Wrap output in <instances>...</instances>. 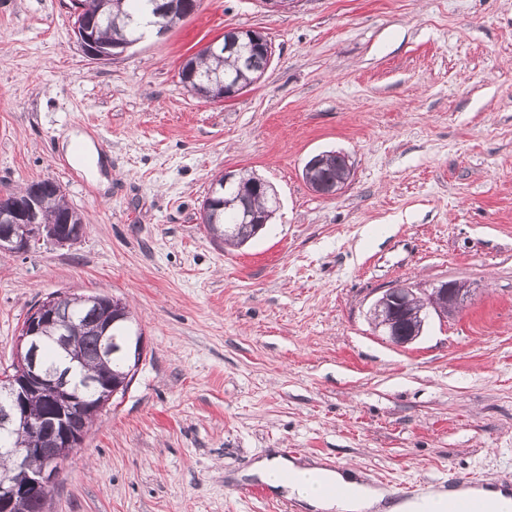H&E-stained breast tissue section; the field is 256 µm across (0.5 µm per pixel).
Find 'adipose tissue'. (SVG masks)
Wrapping results in <instances>:
<instances>
[{
  "label": "adipose tissue",
  "mask_w": 512,
  "mask_h": 512,
  "mask_svg": "<svg viewBox=\"0 0 512 512\" xmlns=\"http://www.w3.org/2000/svg\"><path fill=\"white\" fill-rule=\"evenodd\" d=\"M247 474L296 501L304 512H447L448 500L455 495L454 490L438 488L396 500L387 488L366 481L355 470L281 455L257 459Z\"/></svg>",
  "instance_id": "ef3b65f1"
}]
</instances>
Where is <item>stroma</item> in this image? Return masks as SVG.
<instances>
[{
  "label": "stroma",
  "mask_w": 512,
  "mask_h": 512,
  "mask_svg": "<svg viewBox=\"0 0 512 512\" xmlns=\"http://www.w3.org/2000/svg\"><path fill=\"white\" fill-rule=\"evenodd\" d=\"M228 28L274 54L207 101L180 70ZM72 132L98 167L61 149ZM325 151L352 165L332 197L302 176ZM232 170L279 201L239 247L200 219ZM45 179L87 230L0 255V371L54 292L123 299L144 355L43 512H300L244 495L270 454L512 484V0H200L105 62L70 0H0V192ZM446 280L472 296L417 341L375 331L382 291Z\"/></svg>",
  "instance_id": "obj_1"
}]
</instances>
